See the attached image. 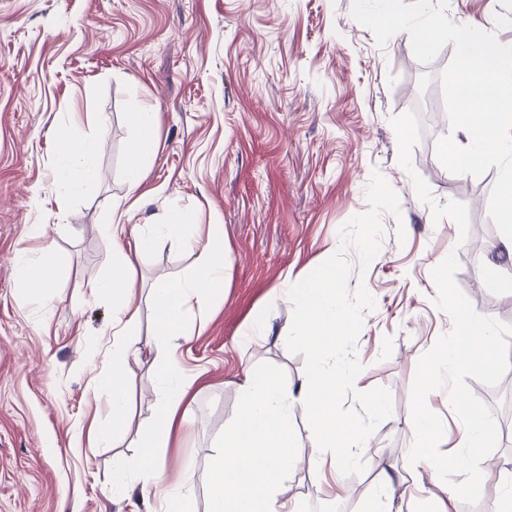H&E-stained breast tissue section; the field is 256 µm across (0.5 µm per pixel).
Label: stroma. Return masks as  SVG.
Listing matches in <instances>:
<instances>
[{"mask_svg":"<svg viewBox=\"0 0 512 512\" xmlns=\"http://www.w3.org/2000/svg\"><path fill=\"white\" fill-rule=\"evenodd\" d=\"M353 0H0V512H162L157 491L112 494L115 459L136 469L142 434L161 387L155 321L145 308L159 278L189 274L195 255L160 238L139 264L142 305L128 364L130 407L113 444H88L107 427L95 384L112 350V299L89 281L112 266L104 226L113 204L132 224L178 210L197 224L220 220L228 274L206 326L177 339L198 377L164 448L162 489L176 512H206L204 476L236 416L244 368L278 372L290 389L311 374L305 347L290 340L295 307L276 300L283 277L326 266L353 323L337 359L355 364L357 387L339 394V420L360 423L371 396L387 412L344 474L337 512H359L388 461L412 442L409 413L439 339L454 333L465 304L497 335L495 363L450 374L442 392L469 391L486 414L488 455L512 458V292L481 285L496 255L488 216L497 168L454 175L437 154L452 136L441 74L455 49L416 60L408 32L378 45L351 14ZM512 18V0H448L456 23ZM157 114L160 143L145 166L140 204L126 197L127 114ZM97 140L96 176L75 185L79 158L59 152L57 133ZM46 229L60 259L51 299L27 300L24 251ZM263 335L248 337L254 320ZM299 461L281 487L300 512H320L321 463L304 407L295 410ZM195 483L182 490L184 473ZM161 489V490H162ZM443 489L424 470L401 471L392 512H437Z\"/></svg>","mask_w":512,"mask_h":512,"instance_id":"stroma-1","label":"stroma"}]
</instances>
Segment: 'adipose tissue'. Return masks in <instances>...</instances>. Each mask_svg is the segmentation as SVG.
<instances>
[{
  "mask_svg": "<svg viewBox=\"0 0 512 512\" xmlns=\"http://www.w3.org/2000/svg\"><path fill=\"white\" fill-rule=\"evenodd\" d=\"M129 119L136 136L129 148L127 194L136 196L143 180V164L154 156L159 145L155 112L138 106ZM127 211L113 206L105 233L114 249L113 266L106 278L92 281L91 288L112 297V344L101 385L110 407L113 427H122L127 416L128 396L126 369L137 348L130 337L140 321V309L130 293L137 283L136 265L150 253L159 237L173 238L196 254V269L186 277L156 280L151 287V304L156 316L157 354L164 361L166 393L152 426L140 442L142 455L136 472L124 465L112 471V486L121 492L130 484L141 488L158 487L164 473L160 450L166 447L173 421L193 383L173 355L172 339L188 335L186 318L196 313L206 319L207 302L223 293L226 277L224 227L217 223L193 224L179 211L170 212L166 223L146 224L139 230L129 229ZM59 270V259L51 246H42L26 268L23 285L30 299L49 297ZM340 277L336 268L295 281H282L278 290L284 301L297 306L295 332L305 345L316 368L297 392H290L276 372L250 368L241 386V406L235 421L225 425L221 451L206 476L209 495L208 512H296L283 500L279 489L296 464L293 445V415L296 407L310 411V422L318 435L316 456L328 458L335 481H342L355 458V449L365 447L371 424L339 421L336 397L340 387H353L359 372L350 363L336 362V347L348 319L336 293ZM456 331L449 341L428 357V372L423 379L420 397L409 421L414 441L407 448L404 464L410 469H426L434 485L446 488L449 497L469 491V484H449L448 475L467 470L481 473L486 469L484 448L487 431L484 412L474 396L452 393L448 408L461 422V440L457 450L436 458L431 450L438 436L429 398L434 387L458 368H481L493 360L494 339L483 317L456 305Z\"/></svg>",
  "mask_w": 512,
  "mask_h": 512,
  "instance_id": "obj_1",
  "label": "adipose tissue"
}]
</instances>
